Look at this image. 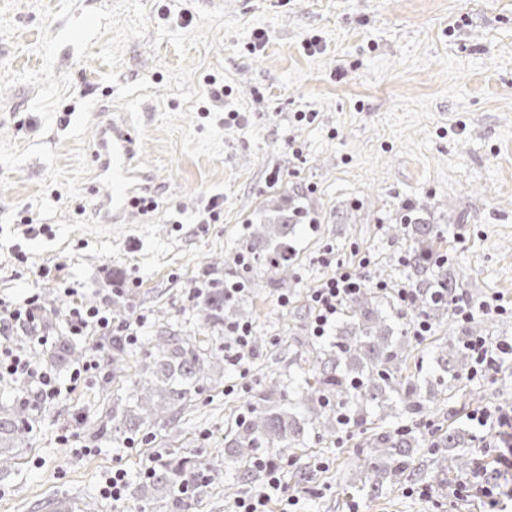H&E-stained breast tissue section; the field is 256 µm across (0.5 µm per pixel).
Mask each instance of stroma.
Here are the masks:
<instances>
[{
    "instance_id": "stroma-1",
    "label": "stroma",
    "mask_w": 512,
    "mask_h": 512,
    "mask_svg": "<svg viewBox=\"0 0 512 512\" xmlns=\"http://www.w3.org/2000/svg\"><path fill=\"white\" fill-rule=\"evenodd\" d=\"M153 29L125 50L117 83L102 80L100 60L78 62L64 46L55 74L69 73L71 99L57 109L49 135L30 111L36 87L20 84L0 99V132L20 146L44 138L59 153V166L73 168L70 154L77 103L92 99L93 123L111 120L117 87L147 79L161 94L168 70L178 57L169 41L159 51L148 42L155 26L189 33L198 25L192 0H141ZM230 16L247 21L243 37L227 45V77L212 64L216 53L190 49L207 66L194 86L223 88L221 99H206L193 111L194 131H205L211 110L224 134L223 159L195 160L167 150L158 127L161 110L183 108L169 96L165 104L144 102L141 115L148 140L139 151L141 167L152 174L154 211L137 223H95L93 177H84L81 195L67 199L63 188L48 190L62 211L41 217L32 207L47 166L34 159L10 173L13 185L0 191V300L20 302L51 293L59 311L79 289L89 305L121 299L128 313L147 318L150 336L158 317L183 321L193 304V284L209 265L231 278L241 272L237 258L245 247L247 218L260 207L279 203L281 194H299L317 224H301L293 240L295 287L288 306L261 274H251L244 310L261 333L244 369L224 357L225 337L210 336L218 350L205 385L175 421L158 428L150 443L116 447L96 429L112 404L113 390H127L138 371V347L127 350L115 368L112 347L100 336L81 340L84 352L99 351L100 379L79 381L56 400L39 405L30 437L12 452V465L0 470V512H47L62 501L66 512H168L158 504L140 506L132 494L112 501L100 494L103 475L119 467L128 484L140 483L154 458L188 456L203 477L185 512H234L236 500L224 495L233 473L224 462V436L245 413L266 374L294 373L300 367L299 339L307 338V295L328 275L318 258L333 250L337 260L354 265L369 257L371 281L407 282L403 258L408 239L393 238L390 224L402 209L417 205L438 231L434 255L465 286L475 304L497 295L512 304V0H224ZM283 16L275 25L259 20L261 11ZM38 11L32 0H0V62L13 70L42 64L32 49L38 42ZM224 202L219 223H203L211 198ZM121 288L113 297V288ZM462 325L446 317L429 336L410 342L413 374L429 371L437 344L457 335ZM482 391V403L469 391ZM512 409V363L489 377L462 376L458 388L438 395L423 418L421 431L438 439L449 429L473 431L468 450L473 470L487 486L511 480L496 463L495 439L472 416L481 410ZM366 435L341 430L329 448H302L282 461L281 480L294 500L292 512H483L485 499L473 492L455 496L469 473L439 468L428 449H417L415 475L386 487L376 497L355 495L368 454ZM218 477L207 479L210 465ZM309 481H300L299 472Z\"/></svg>"
}]
</instances>
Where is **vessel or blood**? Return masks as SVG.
Here are the masks:
<instances>
[{
  "instance_id": "vessel-or-blood-1",
  "label": "vessel or blood",
  "mask_w": 512,
  "mask_h": 512,
  "mask_svg": "<svg viewBox=\"0 0 512 512\" xmlns=\"http://www.w3.org/2000/svg\"><path fill=\"white\" fill-rule=\"evenodd\" d=\"M94 138V176L102 189L95 214L103 224L127 223L137 209L130 177L139 150L138 138L128 124L115 122L98 126Z\"/></svg>"
}]
</instances>
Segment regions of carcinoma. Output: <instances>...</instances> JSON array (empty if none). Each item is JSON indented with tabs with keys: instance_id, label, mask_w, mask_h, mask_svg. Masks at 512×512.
<instances>
[{
	"instance_id": "carcinoma-1",
	"label": "carcinoma",
	"mask_w": 512,
	"mask_h": 512,
	"mask_svg": "<svg viewBox=\"0 0 512 512\" xmlns=\"http://www.w3.org/2000/svg\"><path fill=\"white\" fill-rule=\"evenodd\" d=\"M316 217L297 205L293 211L284 206L266 208L250 222L246 246L250 269L265 274L278 289L288 291L293 284L288 236L298 224H315ZM394 235L410 234L414 239L410 264L412 287L419 289V301L425 314L440 319L450 314L443 298L431 297V289L446 288L452 298L462 292L455 276L431 264L433 241L429 225L416 217L407 205L400 223L391 226ZM194 295V325L158 320V328L140 350L139 373L128 392L112 396L105 431L119 445L152 440L148 427L174 420L192 394L213 381L210 370L213 350L199 336H222L224 328L246 322L240 302L248 281L225 280L208 276ZM396 308L395 297L387 292L364 290L347 303V318L336 325V342L321 346L315 338L301 342L304 362L312 379H304L302 391H295L296 380L270 376L261 383L258 401L236 419L224 436V459L237 465L233 481L225 490L256 483L260 473L259 450L273 448L293 453L329 441L346 427H362L368 412L377 415L386 427L373 429L366 437L371 447L365 462L366 481L361 490L366 496L379 495L410 469L421 437L411 428L392 425L395 419L423 417L435 400L434 387H454L461 372L471 362L466 337L472 330L452 336L440 346L436 357L441 375L436 386L425 387L413 375H402L405 352L410 346L408 332L398 328L382 314L383 308ZM82 349L68 336L59 335L45 362L58 368L77 362ZM308 405L310 417L299 419L294 412L297 398ZM34 414L29 405L0 406V468L8 463L14 442L33 431ZM471 442L467 431L457 428L431 442L432 448H463ZM190 460L172 459L155 470L148 481L134 488L141 496L152 488L168 492L167 506H183L180 490L186 485Z\"/></svg>"
}]
</instances>
